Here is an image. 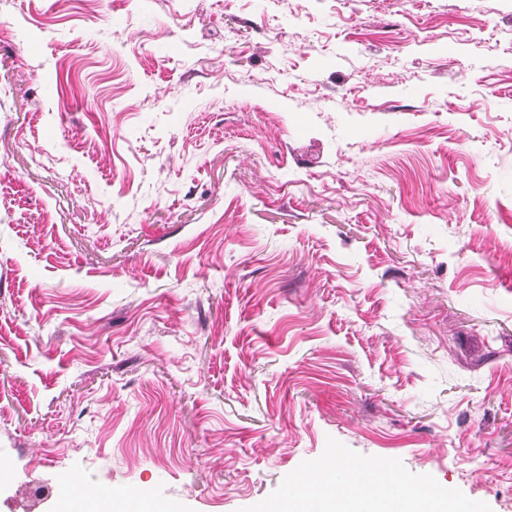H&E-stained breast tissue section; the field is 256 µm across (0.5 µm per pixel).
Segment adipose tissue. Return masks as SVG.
<instances>
[{
	"label": "adipose tissue",
	"mask_w": 512,
	"mask_h": 512,
	"mask_svg": "<svg viewBox=\"0 0 512 512\" xmlns=\"http://www.w3.org/2000/svg\"><path fill=\"white\" fill-rule=\"evenodd\" d=\"M332 474L331 466L326 465L316 477H302V495L276 504L273 512H393V477L381 476L375 467L354 471L349 492L339 496L332 487Z\"/></svg>",
	"instance_id": "1"
}]
</instances>
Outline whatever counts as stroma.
<instances>
[{"label":"stroma","instance_id":"stroma-1","mask_svg":"<svg viewBox=\"0 0 512 512\" xmlns=\"http://www.w3.org/2000/svg\"><path fill=\"white\" fill-rule=\"evenodd\" d=\"M337 454L512 512V0H0V512Z\"/></svg>","mask_w":512,"mask_h":512}]
</instances>
